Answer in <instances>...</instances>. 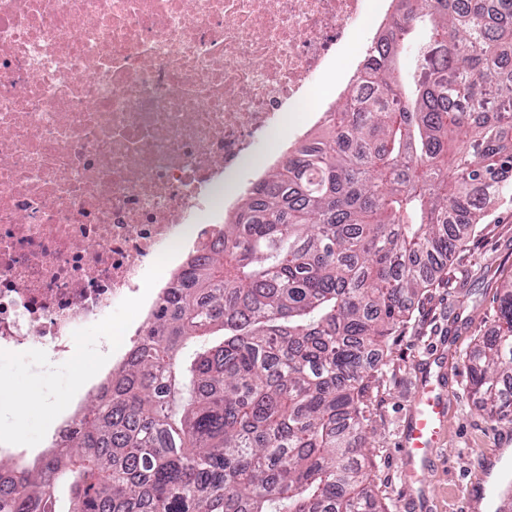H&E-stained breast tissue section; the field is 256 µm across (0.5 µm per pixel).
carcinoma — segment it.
Returning a JSON list of instances; mask_svg holds the SVG:
<instances>
[{"label": "carcinoma", "mask_w": 512, "mask_h": 512, "mask_svg": "<svg viewBox=\"0 0 512 512\" xmlns=\"http://www.w3.org/2000/svg\"><path fill=\"white\" fill-rule=\"evenodd\" d=\"M511 53L512 0H395L358 110L243 196L68 445L7 470L0 512H392L365 453L372 371L508 188ZM499 312L467 370L507 417L512 282Z\"/></svg>", "instance_id": "obj_1"}]
</instances>
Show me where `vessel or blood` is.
I'll use <instances>...</instances> for the list:
<instances>
[{"mask_svg":"<svg viewBox=\"0 0 512 512\" xmlns=\"http://www.w3.org/2000/svg\"><path fill=\"white\" fill-rule=\"evenodd\" d=\"M409 416L402 476L405 486L417 491L424 486L425 464L445 431L448 401L443 389L430 381L421 384L412 396Z\"/></svg>","mask_w":512,"mask_h":512,"instance_id":"vessel-or-blood-1","label":"vessel or blood"}]
</instances>
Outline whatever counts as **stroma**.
<instances>
[{
    "instance_id": "stroma-1",
    "label": "stroma",
    "mask_w": 512,
    "mask_h": 512,
    "mask_svg": "<svg viewBox=\"0 0 512 512\" xmlns=\"http://www.w3.org/2000/svg\"><path fill=\"white\" fill-rule=\"evenodd\" d=\"M510 279L512 198L489 209L444 280L411 301L379 357L366 433L376 489L395 512H493L487 466L512 449V421L490 416L470 395L464 360L495 329L501 285ZM428 376L440 379L450 397L447 434L428 463L425 490L412 494L401 478V440L410 397ZM0 386L36 395L23 412L0 408V438L22 430L27 448L49 447L55 408L87 405L73 391L66 362L38 347L0 354Z\"/></svg>"
}]
</instances>
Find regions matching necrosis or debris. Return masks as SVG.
Returning a JSON list of instances; mask_svg holds the SVG:
<instances>
[{
    "label": "necrosis or debris",
    "mask_w": 512,
    "mask_h": 512,
    "mask_svg": "<svg viewBox=\"0 0 512 512\" xmlns=\"http://www.w3.org/2000/svg\"><path fill=\"white\" fill-rule=\"evenodd\" d=\"M369 0H0V351L56 359L186 241ZM362 53L371 45L359 42Z\"/></svg>",
    "instance_id": "4bbe7bcc"
}]
</instances>
